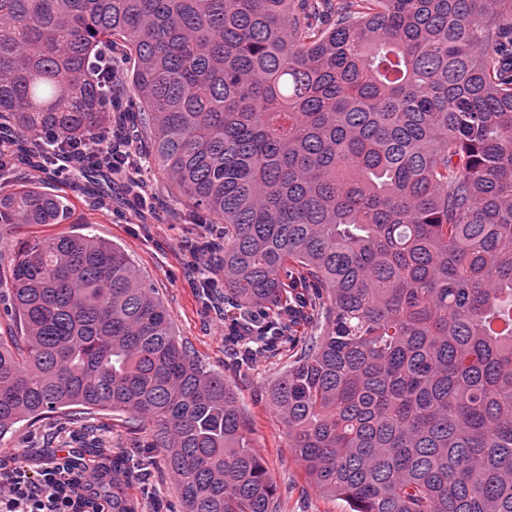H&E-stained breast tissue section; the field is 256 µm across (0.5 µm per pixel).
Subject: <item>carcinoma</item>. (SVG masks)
Returning a JSON list of instances; mask_svg holds the SVG:
<instances>
[{"label": "carcinoma", "instance_id": "1", "mask_svg": "<svg viewBox=\"0 0 512 512\" xmlns=\"http://www.w3.org/2000/svg\"><path fill=\"white\" fill-rule=\"evenodd\" d=\"M0 0V141L54 175L113 89L155 168L224 225L233 364L348 512H512V0ZM120 44L129 59H113ZM35 183L0 224H65ZM0 308V438L62 408L155 424L181 512H280L233 390L119 247L20 243ZM263 319L253 323L251 313ZM126 483L112 512H135Z\"/></svg>", "mask_w": 512, "mask_h": 512}]
</instances>
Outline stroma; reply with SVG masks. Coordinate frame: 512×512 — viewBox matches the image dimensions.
Here are the masks:
<instances>
[{
	"instance_id": "stroma-1",
	"label": "stroma",
	"mask_w": 512,
	"mask_h": 512,
	"mask_svg": "<svg viewBox=\"0 0 512 512\" xmlns=\"http://www.w3.org/2000/svg\"><path fill=\"white\" fill-rule=\"evenodd\" d=\"M40 182L45 191L68 197L74 205L73 221L30 226L18 233L0 227V274H9L14 245L21 237L48 239L88 231L120 246L155 289L183 346L206 368L223 375L237 394L250 428L251 445L274 478L281 512H342L341 501L324 497L307 485L288 447L287 429L265 400L264 387L286 369L287 353L256 358L244 369L228 362L224 317L199 301L197 274L184 250L187 241L201 232L185 198L167 186H159L154 192V215L142 218L125 205V190L119 181L98 186L101 194L112 199L108 210L84 192V179L44 176ZM154 434L151 423L131 427L123 413L60 410L16 429L9 441L0 445V463L35 470L48 460L66 459L74 462V470L79 473L102 465L115 451L147 447ZM150 483L148 491L138 480L128 484L126 492L137 512H177V487L163 467L154 469Z\"/></svg>"
}]
</instances>
